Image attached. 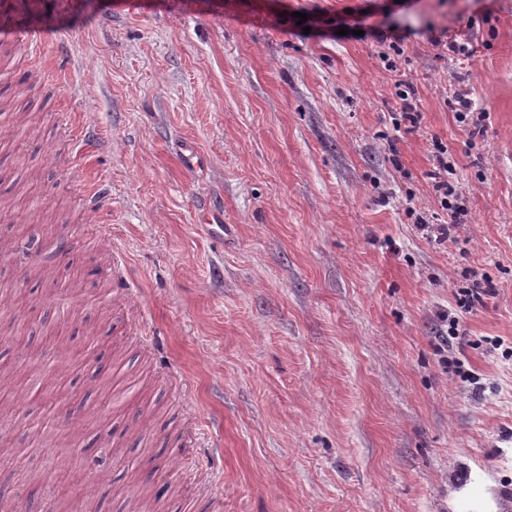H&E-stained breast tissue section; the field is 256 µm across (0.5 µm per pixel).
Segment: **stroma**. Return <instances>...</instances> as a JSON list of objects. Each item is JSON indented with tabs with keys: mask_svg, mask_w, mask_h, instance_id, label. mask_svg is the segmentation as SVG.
Instances as JSON below:
<instances>
[{
	"mask_svg": "<svg viewBox=\"0 0 512 512\" xmlns=\"http://www.w3.org/2000/svg\"><path fill=\"white\" fill-rule=\"evenodd\" d=\"M2 29L46 42L0 56V200L39 244L0 210V283L68 336L30 359L0 298V362L64 382L0 421L12 512H131L145 484L163 512H512V0H0ZM436 139L468 209L446 242L416 224L449 221ZM404 86L406 89H402ZM396 96L402 101L400 118L407 126L408 130H416L420 128L422 123V112H420L417 106L412 102L415 95L413 88L406 82H397L395 84ZM452 108L455 112V118L457 122L463 123L467 126H472L474 131L471 134L474 135L476 132L479 134L481 122L484 119L483 112H473V103L470 98V94L464 88H458L453 92ZM478 129V131H476Z\"/></svg>",
	"mask_w": 512,
	"mask_h": 512,
	"instance_id": "35a3bbf8",
	"label": "stroma"
}]
</instances>
